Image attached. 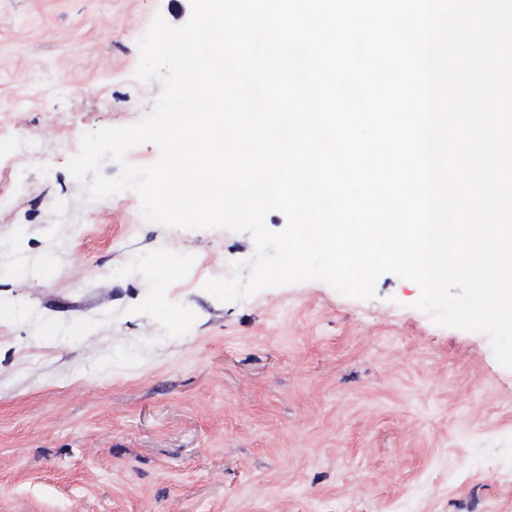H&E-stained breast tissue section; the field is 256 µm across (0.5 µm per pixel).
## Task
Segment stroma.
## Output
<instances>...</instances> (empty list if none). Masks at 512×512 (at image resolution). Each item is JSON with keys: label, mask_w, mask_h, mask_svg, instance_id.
<instances>
[{"label": "stroma", "mask_w": 512, "mask_h": 512, "mask_svg": "<svg viewBox=\"0 0 512 512\" xmlns=\"http://www.w3.org/2000/svg\"><path fill=\"white\" fill-rule=\"evenodd\" d=\"M190 0H0V512H512V370L418 286L224 303L249 234L144 221L66 168L138 122L155 15Z\"/></svg>", "instance_id": "35a3bbf8"}]
</instances>
